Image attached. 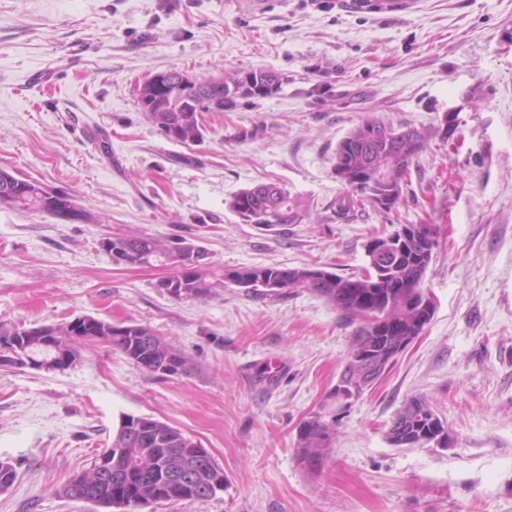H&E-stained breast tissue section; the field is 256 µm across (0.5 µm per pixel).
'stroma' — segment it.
<instances>
[{
    "label": "stroma",
    "instance_id": "stroma-1",
    "mask_svg": "<svg viewBox=\"0 0 512 512\" xmlns=\"http://www.w3.org/2000/svg\"><path fill=\"white\" fill-rule=\"evenodd\" d=\"M0 0V168L69 191L96 224L0 208V323L91 315L151 328L194 364L155 377L100 344L55 372L0 365V512H93L60 488L111 445L119 419L179 428L224 470L207 501L154 512H512V0ZM259 68L279 92L203 115L187 147L162 136L136 87ZM429 132L396 211L336 213L339 141L370 113ZM275 183L299 224L242 222L239 191ZM431 224L423 287L435 310L392 370L344 413L323 464L297 426L348 360L353 325L318 295L207 300L160 290L161 269L115 264L106 236L183 238L214 269L309 264L347 276L365 243ZM423 397L447 447H399L395 413Z\"/></svg>",
    "mask_w": 512,
    "mask_h": 512
}]
</instances>
